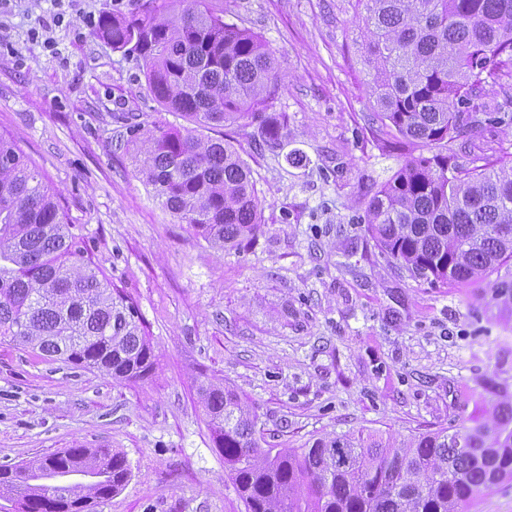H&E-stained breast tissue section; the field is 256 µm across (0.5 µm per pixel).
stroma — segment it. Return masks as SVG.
Instances as JSON below:
<instances>
[{
    "mask_svg": "<svg viewBox=\"0 0 512 512\" xmlns=\"http://www.w3.org/2000/svg\"><path fill=\"white\" fill-rule=\"evenodd\" d=\"M137 0H0V134L59 194L94 267L134 303L151 374L116 381L0 342V465L108 446L132 476L96 512H245L201 403V382L234 389L265 448L350 432L409 438L490 418L512 396V261L448 288L380 255L362 218L409 155L370 121L355 0H219L278 61L271 107L288 137L226 129L252 170L262 224L219 251L175 223L121 148L125 114L185 127L153 100L135 54L93 39L105 12ZM461 161L512 159V130L462 129ZM299 151L305 166L287 163Z\"/></svg>",
    "mask_w": 512,
    "mask_h": 512,
    "instance_id": "35a3bbf8",
    "label": "stroma"
}]
</instances>
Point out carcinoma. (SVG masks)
I'll return each mask as SVG.
<instances>
[{
    "instance_id": "carcinoma-1",
    "label": "carcinoma",
    "mask_w": 512,
    "mask_h": 512,
    "mask_svg": "<svg viewBox=\"0 0 512 512\" xmlns=\"http://www.w3.org/2000/svg\"><path fill=\"white\" fill-rule=\"evenodd\" d=\"M375 117L426 147L371 198L365 223L388 262L434 288L512 260V161L466 166L448 144L460 130L512 127V91L487 99L512 65V0H356ZM217 0H146L104 13L91 35L136 53L148 90L192 124L147 128L124 117L127 150L154 197L211 246L238 248L259 231L251 169L227 137L241 120L266 146L288 137L269 112L276 59L256 33L225 21ZM0 341L51 360L137 381L155 365L137 310L86 261L58 194L16 143L0 136ZM200 395L245 512H467L483 488L512 481V401L491 419L397 439L329 434L302 448H263L256 416L211 382ZM110 448H64L0 466V496L23 512H94L129 481Z\"/></svg>"
}]
</instances>
